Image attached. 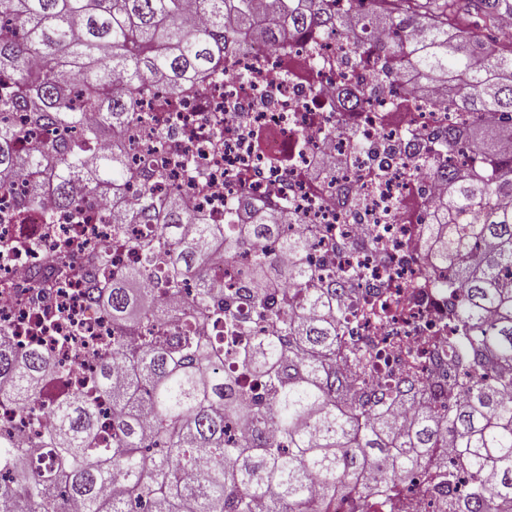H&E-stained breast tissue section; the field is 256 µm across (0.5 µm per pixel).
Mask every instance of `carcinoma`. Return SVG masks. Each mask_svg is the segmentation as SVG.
Here are the masks:
<instances>
[{"label": "carcinoma", "instance_id": "obj_1", "mask_svg": "<svg viewBox=\"0 0 512 512\" xmlns=\"http://www.w3.org/2000/svg\"><path fill=\"white\" fill-rule=\"evenodd\" d=\"M0 0V173L18 168L33 182L13 218L23 223L45 188L64 211L123 192L132 174L120 142L86 169L87 148L139 120V99L160 82L171 92L253 44H282L312 27L352 34V65L396 76L407 60L419 89L447 94L448 111L470 119L440 127L424 143L420 172L448 186L434 203L427 241L456 268L449 309L450 401L410 370L395 385L356 396L336 366L354 279L305 260L307 239L281 232L299 216L233 200L224 223L187 212L178 190L133 196L107 214L119 245L125 225L150 230L134 241L138 262L106 277V257L88 272L112 320V347L94 381L61 391L54 423L22 448L0 433L4 512H374L370 486L402 489L419 470L448 492L435 512H512V36L482 41L512 0ZM260 10L276 25L258 29ZM417 32L405 44L402 37ZM22 113V124L13 115ZM76 131L38 141L32 131ZM474 164L458 167L454 159ZM274 238L283 266L262 249ZM230 262L224 278L209 242ZM193 286L179 316L160 302ZM272 320L278 335L258 336ZM56 372L40 353L0 338V399L24 409ZM112 401L103 427L100 403ZM245 429L234 440L233 425ZM51 458L41 468L39 460ZM466 477L463 493L454 491Z\"/></svg>", "mask_w": 512, "mask_h": 512}]
</instances>
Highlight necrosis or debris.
Returning a JSON list of instances; mask_svg holds the SVG:
<instances>
[{
  "label": "necrosis or debris",
  "mask_w": 512,
  "mask_h": 512,
  "mask_svg": "<svg viewBox=\"0 0 512 512\" xmlns=\"http://www.w3.org/2000/svg\"><path fill=\"white\" fill-rule=\"evenodd\" d=\"M346 56L345 37L321 39L306 30L279 50L257 45L235 57L231 74L182 87L179 111H156L155 100L167 89L153 86L139 104L152 115L148 131L129 126L119 132L129 149L132 181L145 188L141 162L149 157L167 165V181L157 193L177 188L185 208L210 223H223L225 205L238 197L298 214L299 223L286 232L309 233L311 264L330 261L356 272L353 309L383 296L397 301L381 321H350V336L370 360L361 369L346 367L345 379L364 389L398 377L407 354L416 353L422 358L418 374L440 380L450 371L446 336L453 294L447 284L455 273L440 266L442 287L414 288L431 254L422 225L409 223L405 212L438 200L442 186L417 176L414 148L403 133L426 135L458 115L432 108L410 72L380 79L346 64ZM348 89L370 90L364 110L345 106ZM396 98L408 105L389 112ZM358 139L395 155L378 164L355 150ZM186 155L204 167L207 193H198L178 166ZM26 189L19 181L12 194L0 197V338L17 350L39 351L64 369L70 387L80 389L95 377L112 335L85 272L103 248L111 270L135 264L131 241L142 228L127 225L128 244L113 246L101 208L60 213L49 194L32 223H13L15 197ZM50 405L47 394L24 411L1 402L0 432L26 444L49 425Z\"/></svg>",
  "instance_id": "1"
}]
</instances>
